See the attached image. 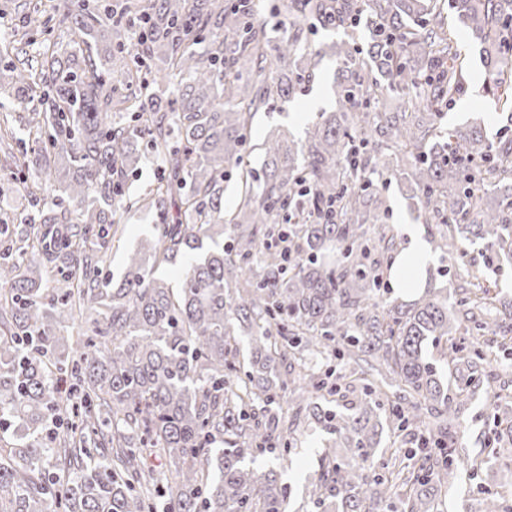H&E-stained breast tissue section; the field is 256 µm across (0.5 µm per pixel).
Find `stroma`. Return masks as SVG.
<instances>
[{
	"label": "stroma",
	"instance_id": "1",
	"mask_svg": "<svg viewBox=\"0 0 512 512\" xmlns=\"http://www.w3.org/2000/svg\"><path fill=\"white\" fill-rule=\"evenodd\" d=\"M469 58L470 91L457 98L449 109V124H462L474 118H481L489 137H496L502 122L499 111L491 96L485 94L484 68L480 63L479 49L467 44ZM336 64L323 60L315 79L297 90L294 99L277 104L274 111L258 113L253 124V143H263L266 135L277 129L288 130L295 138H304L308 127L318 121L320 113L336 109V99L331 90L332 75ZM29 199L14 183L6 168L4 157L0 156V220L7 222V238L16 237L22 226L20 217L29 214ZM156 218L150 211H132L125 217L124 224L109 238L106 269L114 279H121L125 259L134 250L141 238L148 235ZM329 436L322 424L314 420L301 421L296 439L289 450L276 449L257 453L254 466L260 470L274 469L288 495L289 512H320L319 508L304 499L308 483L317 480L320 474V456ZM497 493L501 498L504 512H512V455L486 464L479 480L462 475L455 491L449 492L445 512H482L485 492Z\"/></svg>",
	"mask_w": 512,
	"mask_h": 512
}]
</instances>
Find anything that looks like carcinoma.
I'll return each instance as SVG.
<instances>
[{
	"instance_id": "carcinoma-1",
	"label": "carcinoma",
	"mask_w": 512,
	"mask_h": 512,
	"mask_svg": "<svg viewBox=\"0 0 512 512\" xmlns=\"http://www.w3.org/2000/svg\"><path fill=\"white\" fill-rule=\"evenodd\" d=\"M55 12L43 32L64 26L69 43L32 39L38 66L0 70V96L17 93L26 135L44 143L28 150L10 113L0 117V146L17 141L10 158L33 175L23 184L36 206L25 220L34 233L0 252V442L23 431L0 447V512H154L155 495L165 512H287L277 473L247 463L289 444L284 407L333 435L313 503L384 512L400 487L402 512H437L467 460L460 414L491 388L490 356L512 359V304L466 266L449 289L384 301L400 241L371 226L388 214L379 184L393 176L442 255L480 241L486 263L512 259V140L443 123L468 90L451 16L480 46L484 90L512 126V0H281L280 35L256 20L252 0H82ZM129 17L147 20L134 54L122 41ZM360 25L364 52L351 36L306 35ZM326 58L336 111L303 141L267 138L256 174V114L291 98ZM135 139L164 174L133 198L124 178L141 160ZM238 173L243 190L226 213L224 182ZM134 208L157 222L115 283L103 248ZM176 264L172 288L156 272ZM54 271L66 287H45ZM77 313L79 331L64 334ZM330 347L343 364L368 366L347 413L321 406L340 391L335 368L306 363ZM454 368L463 373L451 396ZM384 414L430 446L392 455L370 478ZM510 435L512 415L494 412L470 474ZM146 452L166 459L163 490Z\"/></svg>"
}]
</instances>
